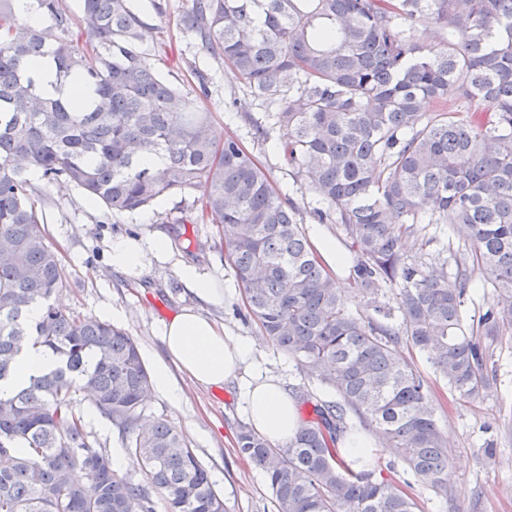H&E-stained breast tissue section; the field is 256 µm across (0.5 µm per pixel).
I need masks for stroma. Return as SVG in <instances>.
<instances>
[{
  "instance_id": "obj_1",
  "label": "stroma",
  "mask_w": 512,
  "mask_h": 512,
  "mask_svg": "<svg viewBox=\"0 0 512 512\" xmlns=\"http://www.w3.org/2000/svg\"><path fill=\"white\" fill-rule=\"evenodd\" d=\"M165 12L157 14L151 0H132L147 27L143 47L151 65L164 77L180 84L192 106L212 115L217 140L233 136L266 170L282 197L293 200L307 219V236L322 232L336 243L343 262L331 269L338 286L346 288L347 307L353 316L367 312V298L348 277L355 260L339 225H317L309 213L316 205L312 193L299 190L278 151L280 130L267 140L255 138L253 126L263 121L267 105L231 69L214 62L185 36L178 18L187 0H162ZM208 81L199 84L197 73ZM45 217L49 242L61 260L65 286L59 295L63 308L97 317L124 328L136 341L147 368L163 356L161 327L181 308L194 305L173 270L154 267L137 280L113 272L109 266L112 241L139 237L145 226L168 234L181 258L210 272L227 290L222 304L203 306V313L223 323L229 332L255 338L266 370L278 377L286 391L305 389L314 399L326 391L309 380L294 358L262 336L245 316L243 293L219 245L218 227L196 219L192 197L168 196L154 207L115 214L100 206L90 207L72 187L53 185L35 197ZM490 356L486 363L487 386L475 400L462 402L449 390L428 353L403 347V355L420 371L429 387L436 415L452 461L448 485L435 489L407 472L395 449H383L372 465L378 479L401 484L416 503V512H512V329L496 340H483ZM182 399L174 403L159 394L145 400L142 421L163 419L180 429L210 474L227 512H275L271 491L262 470L237 453L236 427L245 423L237 382L224 387L201 388L186 376L176 375Z\"/></svg>"
}]
</instances>
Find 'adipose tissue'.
<instances>
[{"instance_id": "adipose-tissue-1", "label": "adipose tissue", "mask_w": 512, "mask_h": 512, "mask_svg": "<svg viewBox=\"0 0 512 512\" xmlns=\"http://www.w3.org/2000/svg\"><path fill=\"white\" fill-rule=\"evenodd\" d=\"M110 264L113 270L134 277L147 274L157 264L171 265L198 300L197 306L182 308L162 328L166 358L154 369L153 392L180 401L181 389L171 374L175 368L201 387L220 386L236 378L252 428L281 444L294 436L301 422L297 406L279 378L263 367L251 338L228 332L199 311V304H218L225 296L208 271L178 259L170 239L160 231L113 240Z\"/></svg>"}]
</instances>
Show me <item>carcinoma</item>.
I'll return each instance as SVG.
<instances>
[{"instance_id": "1", "label": "carcinoma", "mask_w": 512, "mask_h": 512, "mask_svg": "<svg viewBox=\"0 0 512 512\" xmlns=\"http://www.w3.org/2000/svg\"><path fill=\"white\" fill-rule=\"evenodd\" d=\"M81 2L77 32L64 0H33L46 26L0 0V381L30 345L58 362L0 396V512H155L157 494L165 512H226L175 426H138L150 375L134 339L55 305L65 276L32 200L35 177L113 213L196 195L198 218L220 225L248 315L335 395L284 447L238 426L239 453L264 472L276 512H415L402 488L335 445L357 418L418 481L446 486L435 408L400 346L431 350L450 391L469 400L485 387L475 336L512 327V0H190L180 16L188 38L275 107L257 133L283 131L279 152L321 205L312 217L341 227L360 291L374 300L398 287L396 328L377 319L389 316L380 306L373 316L347 311L296 204L237 138L217 144L209 113L147 61L132 0ZM422 21L442 29L440 51L416 40ZM41 60L69 93L41 90ZM450 95L466 110L421 111V100ZM425 224L460 225L466 254L453 270L408 255ZM475 274L491 292L469 329ZM34 305L42 316L30 322ZM83 400L118 428L142 478L89 442Z\"/></svg>"}]
</instances>
